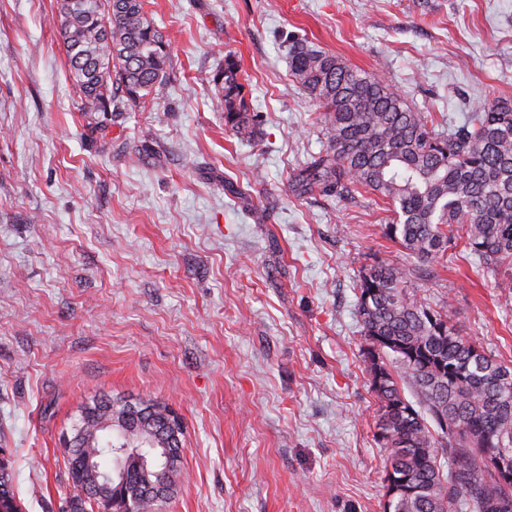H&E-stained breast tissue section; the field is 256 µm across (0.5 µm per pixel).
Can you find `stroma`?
I'll return each mask as SVG.
<instances>
[{
	"mask_svg": "<svg viewBox=\"0 0 512 512\" xmlns=\"http://www.w3.org/2000/svg\"><path fill=\"white\" fill-rule=\"evenodd\" d=\"M171 40L158 99L83 112L49 19L0 0V448L23 512L72 495L60 438L107 395L183 418L184 474L162 512H382L356 281L405 266L460 336L512 366V273L462 244L425 264L387 206L295 196L325 143L288 75L308 38L446 126L512 101V0H145ZM234 55L256 117L224 124L206 74Z\"/></svg>",
	"mask_w": 512,
	"mask_h": 512,
	"instance_id": "35a3bbf8",
	"label": "stroma"
}]
</instances>
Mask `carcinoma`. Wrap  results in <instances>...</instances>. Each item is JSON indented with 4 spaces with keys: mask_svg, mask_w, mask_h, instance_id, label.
Returning a JSON list of instances; mask_svg holds the SVG:
<instances>
[{
    "mask_svg": "<svg viewBox=\"0 0 512 512\" xmlns=\"http://www.w3.org/2000/svg\"><path fill=\"white\" fill-rule=\"evenodd\" d=\"M57 31L69 80L86 112H122L164 89L170 40L148 18L144 0H58ZM291 80L316 102L325 152L291 179L298 195L342 198L363 190L388 205L385 235L423 263L444 257L460 239L468 254L495 271L512 266V104L477 101L450 128L415 110L382 72L350 67L305 38L288 41ZM204 81L214 86L224 124L245 141L256 137L235 57ZM364 361L376 396L374 437L386 452L383 512H512V480L493 465L512 461V368L459 336L447 310L423 302L405 268L379 259L356 283ZM414 394L420 404L406 399ZM139 404L109 406L100 398L72 427L78 448L67 451L74 492L71 512H160L142 496L127 467L134 449L163 445L174 460V495L182 447L162 421ZM129 452L113 456L114 449ZM105 470L128 469L126 493L96 488L81 456ZM15 498L10 461L0 471V497Z\"/></svg>",
    "mask_w": 512,
    "mask_h": 512,
    "instance_id": "obj_1",
    "label": "carcinoma"
}]
</instances>
